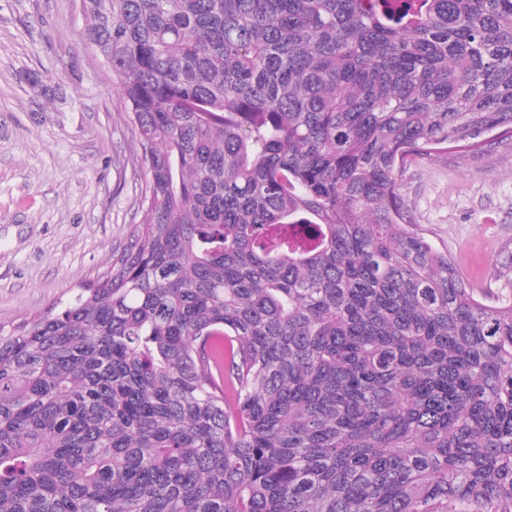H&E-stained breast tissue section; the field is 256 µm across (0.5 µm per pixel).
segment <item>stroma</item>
Instances as JSON below:
<instances>
[{
    "mask_svg": "<svg viewBox=\"0 0 512 512\" xmlns=\"http://www.w3.org/2000/svg\"><path fill=\"white\" fill-rule=\"evenodd\" d=\"M76 0H0V325L68 299L141 219L145 170ZM400 191L469 287L512 249V141L411 159Z\"/></svg>",
    "mask_w": 512,
    "mask_h": 512,
    "instance_id": "stroma-1",
    "label": "stroma"
}]
</instances>
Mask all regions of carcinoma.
<instances>
[{"label":"carcinoma","instance_id":"cac0c4a2","mask_svg":"<svg viewBox=\"0 0 512 512\" xmlns=\"http://www.w3.org/2000/svg\"><path fill=\"white\" fill-rule=\"evenodd\" d=\"M128 244L0 326V512H512V262L400 193L512 139V0H83Z\"/></svg>","mask_w":512,"mask_h":512}]
</instances>
